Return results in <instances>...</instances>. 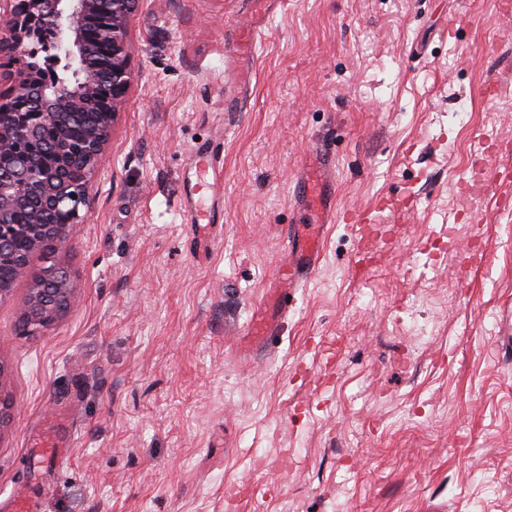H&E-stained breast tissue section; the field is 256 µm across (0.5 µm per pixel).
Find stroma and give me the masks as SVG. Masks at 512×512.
I'll return each mask as SVG.
<instances>
[{
	"label": "stroma",
	"instance_id": "obj_1",
	"mask_svg": "<svg viewBox=\"0 0 512 512\" xmlns=\"http://www.w3.org/2000/svg\"><path fill=\"white\" fill-rule=\"evenodd\" d=\"M254 9L142 0L93 212L31 260L66 267L77 300L31 335L28 279L0 304V506L24 488L28 512H512V182L467 190L512 167V13L280 0L242 59ZM202 144L222 165L203 251L181 210ZM315 148L335 155L337 210L385 200L391 236L328 225L258 336ZM60 409L72 448L36 471L28 437Z\"/></svg>",
	"mask_w": 512,
	"mask_h": 512
}]
</instances>
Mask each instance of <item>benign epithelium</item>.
Instances as JSON below:
<instances>
[{
    "label": "benign epithelium",
    "instance_id": "benign-epithelium-1",
    "mask_svg": "<svg viewBox=\"0 0 512 512\" xmlns=\"http://www.w3.org/2000/svg\"><path fill=\"white\" fill-rule=\"evenodd\" d=\"M140 0H0V263L13 276H0V303L27 274L31 255L51 252L85 221L93 174L112 143V130L134 84L131 20ZM88 97L96 121L79 144L68 129L79 119L72 97ZM60 130L47 144L41 131ZM66 156L70 177L50 167L29 165L38 151ZM26 210L29 220L17 223ZM63 212L66 219L55 221ZM76 298L67 268L52 266L31 281L21 316L31 334L55 324ZM13 422V402L0 388V435Z\"/></svg>",
    "mask_w": 512,
    "mask_h": 512
}]
</instances>
